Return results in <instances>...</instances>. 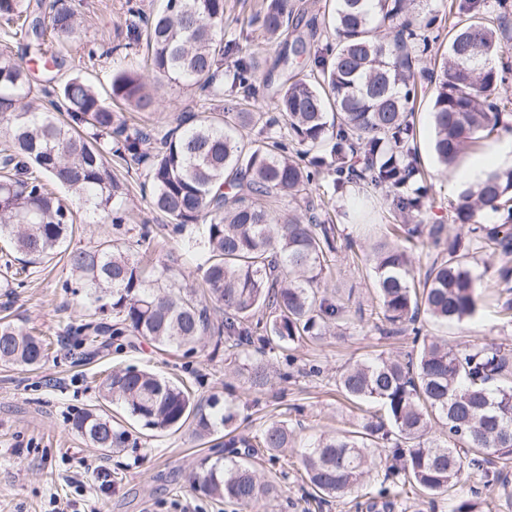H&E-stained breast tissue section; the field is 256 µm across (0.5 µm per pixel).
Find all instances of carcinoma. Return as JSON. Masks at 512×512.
<instances>
[{"label":"carcinoma","instance_id":"obj_1","mask_svg":"<svg viewBox=\"0 0 512 512\" xmlns=\"http://www.w3.org/2000/svg\"><path fill=\"white\" fill-rule=\"evenodd\" d=\"M365 2L335 0L324 19L336 34L334 46L314 51L301 34L283 41L277 65L287 77L273 100L276 117L242 107L256 84H273L272 73L261 72L254 54L224 64L232 51L224 43L225 0H164L152 17L132 15L134 41L106 51L119 64L104 95L81 75L36 87L1 52L0 240L33 261L64 254L72 275L63 287L85 312L78 335L89 342L108 331L130 347L148 340L184 357L222 349L247 391L261 392L271 385V354L319 341L348 321L326 277L351 242L328 217L329 202L309 196L311 187L329 178L336 191L351 184L385 190L403 219L394 228L402 244L378 241L367 254L377 290L368 318L386 337L412 336L416 349L403 358L382 352L336 376L343 398L377 404L383 414L354 431L323 433L302 449L310 495L339 498L383 465L377 496L390 508L410 488L440 496L475 476L512 508L505 476L512 460V349L492 341L453 347L418 325L423 316L446 325L476 313L480 277L469 250L512 257V169L490 170L476 184L456 180L462 155L504 123L509 99L501 91L512 86V63L504 59L499 28L473 13L477 0L450 5L447 49L429 73L432 148L455 182L454 223L465 231L452 235L445 224L423 223L432 185L411 146L416 65L439 39L430 35L436 17L416 13V0H377L373 10ZM292 18L291 0H263L240 21V35L257 29L276 40ZM0 21L5 39L25 42L37 56L51 43L55 66L81 31L69 0H53L47 10L43 0H0ZM142 48L149 81L126 62ZM305 60L308 74L300 78L294 68ZM170 84L226 95L228 104L217 116L196 112L154 132L113 109L119 101L149 111ZM114 157L143 166L151 206L175 231L197 228L186 246L205 256L197 267L203 293L174 264L149 266L110 240L61 252L83 211L94 224L124 223ZM269 198H286L300 212L282 214ZM490 211L506 212V221L480 223ZM418 246L430 264L417 284L410 251ZM496 287L501 313L512 318V268H500ZM47 357L42 339L0 318V364L36 366ZM102 392L142 429L164 433L189 423L199 439L224 429V447L239 458L201 459L199 479L209 496L257 512L277 495L276 483L249 462L250 449L291 447L287 421L239 435L236 411L219 408L218 397L206 411L185 385L131 367L112 371ZM71 428L95 448H119L128 437L96 408L77 413ZM449 512L492 508L475 495L455 500Z\"/></svg>","mask_w":512,"mask_h":512}]
</instances>
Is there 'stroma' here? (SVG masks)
<instances>
[{"label":"stroma","instance_id":"stroma-1","mask_svg":"<svg viewBox=\"0 0 512 512\" xmlns=\"http://www.w3.org/2000/svg\"><path fill=\"white\" fill-rule=\"evenodd\" d=\"M82 17L80 40L74 42L61 67H43L32 62L18 44H5L15 60L28 68L35 83L58 80L74 74L90 78L98 87H108L112 61L89 57L90 48L128 41L125 18L129 9L144 14L157 12L161 0H72ZM419 95L415 119L420 130L417 147L423 168L433 185L431 207L424 217L428 224H446L457 202L453 182L448 181L430 150L432 128L429 120L431 95L428 73L417 77ZM154 112L138 113L140 123L171 126L177 117L207 109L219 110L223 99L208 98L183 86L165 87ZM128 190L129 233L119 236L124 250L137 252V229L148 224L158 235L156 258L177 259L186 271L195 265L183 254L182 239L169 236L167 217L151 208L139 190V170H119ZM318 193L331 196L338 215L336 222L345 239L354 243L336 256L329 287L348 302L350 310L370 309L376 302L372 273L359 259L361 252L384 238L392 223V199L385 191L372 193L375 209L366 225L356 224L353 213L359 200L352 191L335 194L331 184L321 182ZM24 285L13 294L0 292V316L51 344L47 361L38 369L0 366V512H235L233 505L211 500L202 489L189 482L199 460L211 454L210 444L198 441L190 429L153 437L132 434L123 448H94L68 427L77 412L100 407L99 383L115 367L135 366L192 385L195 399L207 403L211 396L234 405L241 433L255 435L271 417L286 420L297 442L314 432L351 430L368 416L367 405H355L336 391L334 377L343 366L384 352L405 354L401 341L381 338L372 325L350 318L341 335L300 350L299 363L322 369L318 377L273 379L263 393L247 392L240 377L231 374L223 356L201 352L184 358L163 352L149 343L138 348L110 345L94 351L85 348L78 336L66 328L78 313L69 303L62 284L71 273L65 263L23 264ZM503 262L485 252L474 254L470 266L481 275V301L477 313L459 324L431 325V333L443 336L449 345L502 342L512 346V322L503 318L494 284ZM256 467L275 479L280 493L268 502L267 512H382L370 507L365 489L359 488L328 503L309 498L296 449H289L277 463L258 456Z\"/></svg>","mask_w":512,"mask_h":512}]
</instances>
